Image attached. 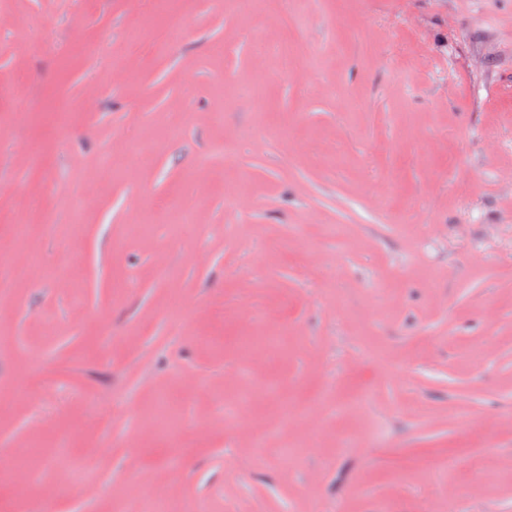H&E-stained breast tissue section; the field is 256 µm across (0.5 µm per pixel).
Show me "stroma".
Returning <instances> with one entry per match:
<instances>
[{"instance_id":"stroma-1","label":"stroma","mask_w":512,"mask_h":512,"mask_svg":"<svg viewBox=\"0 0 512 512\" xmlns=\"http://www.w3.org/2000/svg\"><path fill=\"white\" fill-rule=\"evenodd\" d=\"M285 6L296 68L228 0H0V463L55 512H512V0Z\"/></svg>"}]
</instances>
